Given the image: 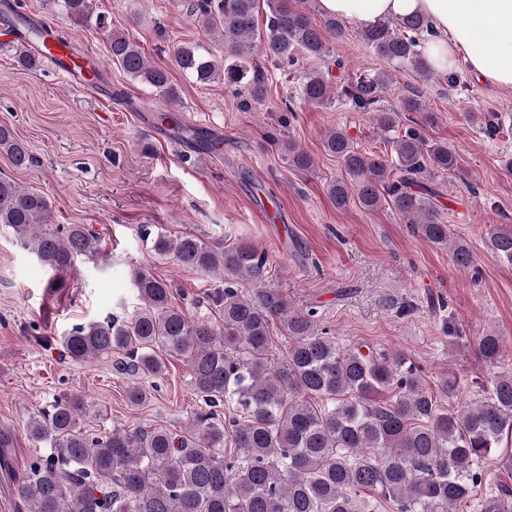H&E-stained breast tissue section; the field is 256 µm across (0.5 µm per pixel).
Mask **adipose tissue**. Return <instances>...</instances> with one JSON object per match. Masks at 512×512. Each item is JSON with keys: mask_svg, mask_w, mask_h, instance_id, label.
Here are the masks:
<instances>
[{"mask_svg": "<svg viewBox=\"0 0 512 512\" xmlns=\"http://www.w3.org/2000/svg\"><path fill=\"white\" fill-rule=\"evenodd\" d=\"M327 16L370 28L414 14L431 26L424 53L439 72L465 64L476 80L512 89V0H318Z\"/></svg>", "mask_w": 512, "mask_h": 512, "instance_id": "ef3b65f1", "label": "adipose tissue"}]
</instances>
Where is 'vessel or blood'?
I'll list each match as a JSON object with an SVG mask.
<instances>
[{
  "instance_id": "b4317fda",
  "label": "vessel or blood",
  "mask_w": 512,
  "mask_h": 512,
  "mask_svg": "<svg viewBox=\"0 0 512 512\" xmlns=\"http://www.w3.org/2000/svg\"><path fill=\"white\" fill-rule=\"evenodd\" d=\"M14 43L30 48L33 53L54 70L58 78L72 88L91 90L101 83L99 67L85 61L75 41L62 37L53 26H46L40 38H32L27 28L14 27Z\"/></svg>"
}]
</instances>
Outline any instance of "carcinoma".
<instances>
[{"label": "carcinoma", "instance_id": "1", "mask_svg": "<svg viewBox=\"0 0 512 512\" xmlns=\"http://www.w3.org/2000/svg\"><path fill=\"white\" fill-rule=\"evenodd\" d=\"M71 22L91 21L108 36L110 55L128 76L154 88L164 101L157 120L177 133L191 134L172 108L177 91L168 72L147 59L108 18L93 15L89 0H50ZM259 0H196L194 22L210 40L224 42L215 57L200 42L173 47L177 67L201 83L248 78L252 101L264 100L268 74L250 65L253 49L280 66L294 53L325 59L329 41L342 39V22L329 17L320 28L311 21L310 0H266L264 29H258ZM429 29L421 16L383 20L362 32L374 52L396 67L431 76L421 46ZM385 76L358 78L337 88L330 73L314 70L301 82V99L327 105L346 99L359 112H374L373 123L386 134L397 112L374 110ZM289 163L309 170L313 158L293 142L282 143ZM324 151L338 158L347 179L329 185L331 202H355L365 211L388 206L415 233L436 246H450L454 267L477 271L462 239L451 240L449 225L426 182L452 170L448 147L431 145L410 127L393 138L388 159L356 146L349 130L331 128ZM0 149L16 167L33 163L28 148L0 126ZM0 229L31 253L55 288L83 260L106 257L101 237L84 224H55L43 194L0 177ZM157 255L223 287L206 294L218 321L193 317L171 302L172 286L135 266L131 285L139 300L126 320L107 318L75 325L62 339L74 360H99L121 352L120 370L135 377L126 398L133 406L150 395L146 384L162 376L157 351L185 363L191 384L206 410L181 430L114 426L102 436L81 431L83 399L60 395L30 418L28 439L41 445L29 460L18 493L27 512H375V498L396 512H457L473 501L483 481L477 465L512 438V371L500 373L479 404L441 409L424 387L418 370L397 354L346 350L320 332L311 310H294L277 290L262 283L269 272L266 252L241 242L224 247L191 234L139 229ZM488 248L512 264V231L493 228ZM245 278L255 285L238 287ZM279 323L291 344L286 360L271 357V326ZM504 340L495 333L476 338L474 352L486 362L502 356ZM236 416L225 424L216 408ZM475 512H512V486L477 501Z\"/></svg>", "mask_w": 512, "mask_h": 512}]
</instances>
